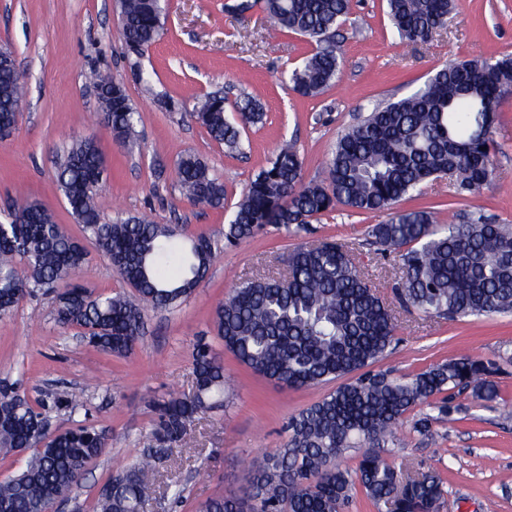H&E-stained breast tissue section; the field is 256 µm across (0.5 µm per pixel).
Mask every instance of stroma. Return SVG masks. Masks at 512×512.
<instances>
[{
	"label": "stroma",
	"instance_id": "stroma-1",
	"mask_svg": "<svg viewBox=\"0 0 512 512\" xmlns=\"http://www.w3.org/2000/svg\"><path fill=\"white\" fill-rule=\"evenodd\" d=\"M237 0H169L162 36L142 54L127 52L120 38L116 0H0V48L12 51L28 104L11 138L0 141V222L13 198L46 207L73 235L82 230L57 182V166L74 141L94 139L105 159L106 183L97 198L105 218L146 215L175 228L179 238L199 233L221 237L248 183L268 166L278 145L295 142L305 180H322L337 138L367 107L395 101L421 86L448 61L512 55V0H459L446 28L426 45L402 42L391 27L385 0H355L338 27L341 74L321 96L303 97L285 87L289 72L311 54L303 37L267 35L260 9L234 11ZM121 82L139 114L134 135L113 139L95 115L100 110L91 69ZM258 99L262 125L241 135V151L225 152L192 118L197 97L223 92L234 112L240 91ZM494 156L497 176L478 196L454 194L448 178L427 183L408 209L430 208L440 224H458L482 212L512 224V95L497 110ZM192 152L224 184V206L215 210L180 193L175 170ZM370 218L345 206L311 222L309 234L293 236L272 225L252 238L225 246L190 298L148 312L141 340L123 357L90 346L79 329L58 326L53 294H38L0 316V379L18 383L28 398L44 400L49 431L86 422L106 433L107 450L94 459L81 485L58 512H96L112 478L154 447L150 400L194 391V347L208 343L224 364L233 393L223 406L198 414L184 442L162 462L157 486L165 498L153 512H196L218 493L246 486L248 462L283 447L288 421L328 392L330 385L295 390L240 365L216 336V305L239 282L282 270L296 244L332 239L351 248L370 282L391 296L397 261L369 242ZM83 281L96 292L129 287L109 260L87 244ZM392 350L377 369L409 375L462 354L496 362L499 397L492 402L465 393L456 410L433 421L431 437L412 429L428 414L416 408L396 430L383 457L400 468L439 473L438 512H512V314L430 319L398 311ZM89 390L72 412L54 400L80 385Z\"/></svg>",
	"mask_w": 512,
	"mask_h": 512
}]
</instances>
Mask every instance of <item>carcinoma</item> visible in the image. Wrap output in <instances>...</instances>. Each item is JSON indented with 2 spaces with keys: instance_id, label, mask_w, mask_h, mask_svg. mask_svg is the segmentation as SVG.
<instances>
[{
  "instance_id": "obj_1",
  "label": "carcinoma",
  "mask_w": 512,
  "mask_h": 512,
  "mask_svg": "<svg viewBox=\"0 0 512 512\" xmlns=\"http://www.w3.org/2000/svg\"><path fill=\"white\" fill-rule=\"evenodd\" d=\"M256 6L270 22V36L294 33L314 45L289 83L304 97L322 94L340 75L336 29L352 0H239L233 8ZM119 7L127 51L139 54L160 38L166 0H119ZM456 7L457 0H386V15L401 41L424 45L446 28ZM92 80L100 104L108 107L97 113L99 122L115 138L127 139L137 112L124 86L100 71ZM509 94L512 55L445 64L417 90L374 104L346 130L322 181H304L296 149L281 143L245 188L224 241L236 245L268 224L307 232L312 218L342 204L377 219L369 230L371 245L398 258L394 290L403 307L441 319L512 313V224L479 210L460 224L439 227L430 210L398 208L429 180L447 177L457 194L474 196L496 177L493 128L497 107ZM23 103L15 69L1 66V138L14 130ZM237 114L238 123L229 122L224 100L209 94L196 103L193 117L232 152L239 148L240 128L263 119L260 103L247 94L237 102ZM104 172L96 143L76 141L58 167L57 185L85 237L135 294L104 295L74 282L57 295L55 319L63 328L83 329L95 347L123 356L143 335L145 311L191 296L224 246L205 233L178 244L172 227L145 216L102 221L96 197ZM176 182L191 202L224 208V183L199 156H181ZM85 263L84 248L48 209L16 201L9 220L0 223V315L78 276ZM213 327L242 366L279 385L306 389L351 374L355 379L290 419L288 442L253 460L242 493L211 496L198 512H343L358 485L389 512H436L440 475L414 466L396 469L380 456L381 445L418 406L431 405L446 416L464 392L487 402L499 396L491 380L496 363L470 354L400 378L373 369L394 342L395 310L336 241L294 247L285 285L267 276L237 284L216 306ZM194 370L192 396L153 402L159 447L112 480L98 512H147L156 461L183 439L195 414L224 406V365L205 342L196 345ZM44 407L18 395L14 384L0 383V457L30 449L24 468L0 482V512H44L59 493L78 486L88 462L106 451L97 428L87 424L42 443ZM349 448L362 449L353 471L338 463Z\"/></svg>"
}]
</instances>
